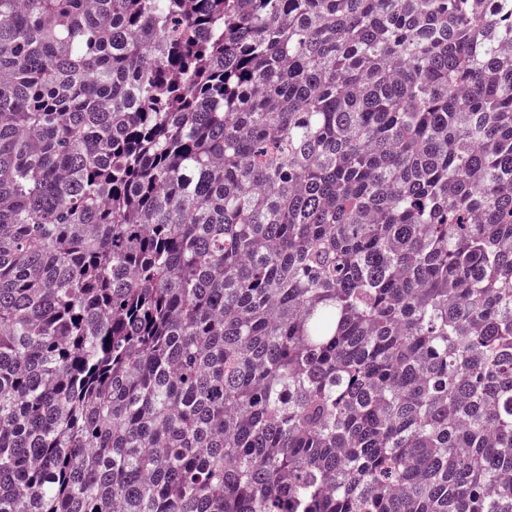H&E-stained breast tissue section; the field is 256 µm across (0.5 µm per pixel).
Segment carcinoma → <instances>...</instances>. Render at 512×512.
I'll use <instances>...</instances> for the list:
<instances>
[{
  "instance_id": "obj_1",
  "label": "carcinoma",
  "mask_w": 512,
  "mask_h": 512,
  "mask_svg": "<svg viewBox=\"0 0 512 512\" xmlns=\"http://www.w3.org/2000/svg\"><path fill=\"white\" fill-rule=\"evenodd\" d=\"M0 512H512V0H0Z\"/></svg>"
}]
</instances>
